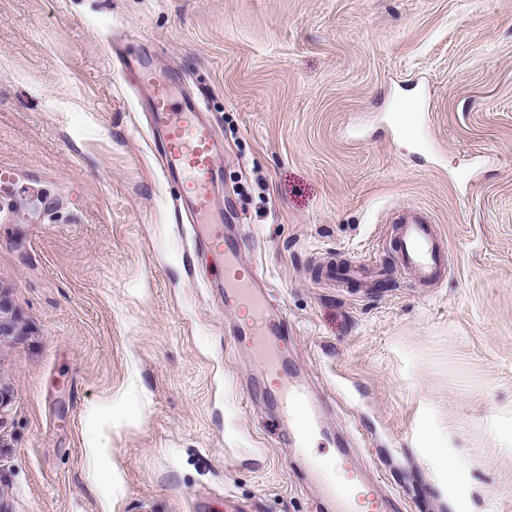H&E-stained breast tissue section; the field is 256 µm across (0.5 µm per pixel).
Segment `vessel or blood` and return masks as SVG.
Listing matches in <instances>:
<instances>
[{"label": "vessel or blood", "mask_w": 512, "mask_h": 512, "mask_svg": "<svg viewBox=\"0 0 512 512\" xmlns=\"http://www.w3.org/2000/svg\"><path fill=\"white\" fill-rule=\"evenodd\" d=\"M137 81L150 99L152 133L160 141V172L180 183L188 201L193 243L221 260L224 308L240 314L241 340L262 342L257 393L276 409L296 458L332 512H385L386 500L374 492L352 449L337 448L329 469L310 452L316 438L329 441L333 435L325 425L320 401L288 359V321L282 313L269 310L258 289L263 279L260 269L243 260L238 240L224 237L221 231L224 211L213 196L221 170L212 126L200 119L195 101L178 97L172 78L158 75L144 63L137 70ZM394 249L417 282L434 285L445 278L447 256L424 215L410 210L400 218Z\"/></svg>", "instance_id": "1"}]
</instances>
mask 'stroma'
<instances>
[{"mask_svg":"<svg viewBox=\"0 0 512 512\" xmlns=\"http://www.w3.org/2000/svg\"><path fill=\"white\" fill-rule=\"evenodd\" d=\"M130 51L214 125L224 221L391 512H512V0H0V512H324L174 219ZM414 206L435 286L391 246ZM394 249L401 266L423 285L446 277L448 260L434 225L421 213L408 210L398 221Z\"/></svg>","mask_w":512,"mask_h":512,"instance_id":"35a3bbf8","label":"stroma"}]
</instances>
